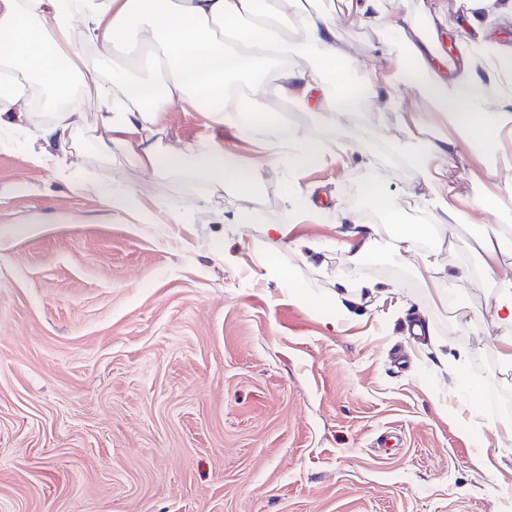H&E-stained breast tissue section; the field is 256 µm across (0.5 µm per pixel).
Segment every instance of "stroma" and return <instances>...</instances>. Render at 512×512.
I'll list each match as a JSON object with an SVG mask.
<instances>
[{
    "mask_svg": "<svg viewBox=\"0 0 512 512\" xmlns=\"http://www.w3.org/2000/svg\"><path fill=\"white\" fill-rule=\"evenodd\" d=\"M308 7L333 14L361 111L323 125L278 94L273 65L224 127L177 105L163 118L165 145L212 136L247 161L278 133L335 147L296 175L280 161L252 196L147 174L120 142L38 165L26 132L0 140V512H512L486 401L512 389L495 342L512 326L495 324L491 285L440 300L391 248L400 226L426 222L435 237L411 252L481 275L477 239L512 227L497 207L508 175L458 144L443 177L464 217L438 223V182L395 146L453 137L447 118L406 87L403 124L369 84L398 53L379 21L337 0ZM294 176L313 190L297 225L283 193ZM374 176L395 213L368 197ZM118 185L188 223L113 217L100 194ZM217 209L263 221L216 224ZM353 220L376 240L355 280L338 229ZM271 224L292 225L287 244ZM438 342L466 360L440 364Z\"/></svg>",
    "mask_w": 512,
    "mask_h": 512,
    "instance_id": "stroma-1",
    "label": "stroma"
}]
</instances>
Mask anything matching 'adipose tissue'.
<instances>
[{"instance_id": "obj_1", "label": "adipose tissue", "mask_w": 512, "mask_h": 512, "mask_svg": "<svg viewBox=\"0 0 512 512\" xmlns=\"http://www.w3.org/2000/svg\"><path fill=\"white\" fill-rule=\"evenodd\" d=\"M347 14L382 18L399 37L403 49L396 71L381 75L391 89L389 104L400 117L409 111L400 88L412 85L419 98L447 116L456 135L478 155L491 156L487 175L512 171V150L501 141L512 135V49L486 50L482 11H512V0H470V12L454 33L463 59L461 67L441 74L411 39L405 19L397 17L392 0H344ZM253 47L239 52L238 44ZM92 48L102 56L136 58L153 53L167 77L131 76L104 65L88 66L80 58ZM0 132L33 126L42 155L69 154L75 133L102 155L114 142L129 146L138 164L156 175L183 173L214 188L241 194L256 192L265 167L288 156L295 170L321 159L327 146L307 134L265 142V160L242 162L223 142L211 139L184 151L162 146L159 123L167 107L181 103L204 111L211 125L226 124L230 113L242 111L239 98L229 95L233 77L258 75L265 62L280 63L278 90L284 99L308 103L321 93L326 111L321 121L334 125L340 112H357L362 98L342 82L347 56L338 45L333 19L308 10L303 0H0ZM46 85L48 93L67 105L39 121L29 89ZM102 99L104 106L86 115L69 100L73 84ZM112 215L140 224H179V213L145 205L118 187L101 195ZM487 278L495 280L493 307L497 320L512 324V278L497 277L501 241L484 235L478 242Z\"/></svg>"}]
</instances>
